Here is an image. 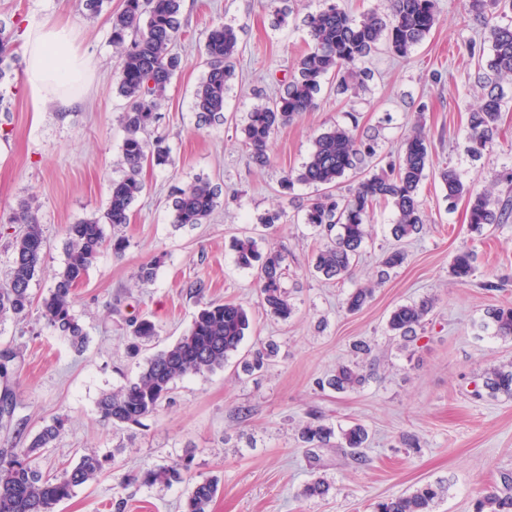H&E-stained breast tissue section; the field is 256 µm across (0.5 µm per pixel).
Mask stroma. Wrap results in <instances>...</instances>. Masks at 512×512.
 Segmentation results:
<instances>
[{"label": "stroma", "instance_id": "stroma-1", "mask_svg": "<svg viewBox=\"0 0 512 512\" xmlns=\"http://www.w3.org/2000/svg\"><path fill=\"white\" fill-rule=\"evenodd\" d=\"M464 3L437 0V24L408 57L379 45L364 62L372 78L359 97L337 96L333 79H326L316 108L279 130L271 163L260 170L249 161L241 129L259 96L274 97L307 50L305 18L321 0H183L175 50L185 66L168 87L154 129L174 163L143 168L145 190L120 229L128 248L119 257L104 248L74 290L84 347L73 348L36 308L0 323V350H13L20 365L8 383L14 414L0 425V451L28 447L58 419L61 434L38 459L43 471L60 473L89 452L106 460L97 482L76 488L54 512H181L194 482L212 477L219 488L210 512H373L376 502L430 481L445 487L432 512H473L483 491L512 493V398L475 394L485 369L512 360V340L485 326L488 308L512 304V282L484 287L495 275L512 274V220L481 235L471 232L464 205L449 206L437 178L450 167L477 190L512 197V78L500 82L504 106L495 141L478 157L466 150L469 116L483 99L478 66L466 47L473 41L491 53L488 27L511 20L512 10L490 4L478 15ZM123 7L124 0H110L90 18L81 0H0V16L12 26L48 19L66 24L90 59L64 108L50 101L34 109L23 58L12 61V79L0 84V276L11 260L10 218L30 205L46 240L42 272L30 285L38 300L64 265L67 225L100 214L112 178L122 174L124 100L113 80L111 16ZM281 9L288 12L282 24ZM222 24L238 32L235 75L223 124L200 129L193 93L205 70L207 35ZM418 119L432 162L420 187L427 224L405 243V262L379 279V262L392 244V210L381 204L370 216V235L351 277L336 282L315 275L308 262L318 241L303 222L315 190L298 183L290 196L279 197L281 178L297 173L313 137L337 124L353 127L359 138L375 136L377 166L385 168L405 128ZM199 177L218 187L219 204L206 223L176 228L172 193ZM276 207L285 211L282 224L262 229L259 217ZM248 232L257 234L260 250L287 257L285 285L294 305L288 320L266 314L255 271L235 262L232 240ZM462 249L475 255L466 283L451 273ZM153 261V281L137 282L139 268ZM198 285L205 290L200 298L192 292ZM361 286L372 287L373 295L362 310L348 313L344 299ZM426 295L435 308L414 345L400 348L387 319L397 305ZM204 299L249 311L251 326L238 353L223 368L177 381L171 400L142 424L104 422L102 395L135 380L149 356L186 333ZM136 317L153 320L157 334L132 355L127 338ZM270 339L278 345L273 365L243 372L242 357ZM358 340L373 348L366 383L344 393L320 390L319 379L353 360ZM315 411L336 429L356 422L367 428V465L356 466L336 446L314 449L300 441V426ZM406 434L417 439L416 447L403 444ZM177 457L192 462L182 481L124 485L127 471ZM316 476L331 482L333 493L302 498L303 485Z\"/></svg>", "mask_w": 512, "mask_h": 512}]
</instances>
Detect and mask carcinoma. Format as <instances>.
I'll list each match as a JSON object with an SVG mask.
<instances>
[{
    "label": "carcinoma",
    "instance_id": "carcinoma-1",
    "mask_svg": "<svg viewBox=\"0 0 512 512\" xmlns=\"http://www.w3.org/2000/svg\"><path fill=\"white\" fill-rule=\"evenodd\" d=\"M181 8L182 0H125L124 8L111 15L112 47L118 54L117 91L127 100L121 115L124 136L120 164L124 174L110 183L107 205L100 215L67 226L64 266L55 274L54 286L41 301V316L46 323L77 349L83 347L85 334L72 313L73 291L86 279L104 247H110L116 256L127 248L123 236L114 234L106 239L104 225L115 228L129 223L131 207L145 189L140 178L144 165L173 164L170 146L163 137L151 136V128L161 118L172 77L183 66L182 58L173 52L181 29ZM436 22V0H389L388 12L370 10L358 18L342 9L336 0H324L322 9L307 16L311 44L287 88L274 99L255 105L247 114L242 133L251 162L258 167L269 165L274 135L315 107L316 95L328 75L336 76V93L355 97L368 78L361 64L381 42H387L395 55L405 57ZM488 34L492 57L483 79L489 91L471 114L469 124L468 139L474 153L489 147L497 133L502 109L497 80L512 77V22L493 23ZM15 38V31L6 28L1 20L0 64L11 55ZM238 45L237 31L230 25L217 26L207 36L206 70L193 94V110L200 128L224 123L225 93L234 75ZM375 156L372 137L358 139L350 128L338 124L316 135L301 169L281 180L285 194L296 182L318 189L306 206L305 223L325 240L313 254L311 264L328 280H340L349 274L368 237L367 221L374 205L382 202L393 209L390 231L396 241L410 239L423 230L419 191L430 164L423 124L417 122L405 131L397 157L388 162V171H365L367 161ZM349 172L358 175V180L347 193L340 194L342 179ZM440 180L449 204L465 202L472 231L480 233L485 226L504 224L512 217L511 199L496 200L485 191L475 190L455 170L443 169ZM217 199L218 189L202 178L176 189L172 223L179 227L205 223L217 207ZM12 223L20 225V229L12 239L13 258L5 282L0 284V322L22 316L32 306L30 284L41 270L45 248L43 229L30 207H22ZM234 250L238 267H258L259 296L266 313L287 320L293 307L284 287L285 255L279 251L261 255L252 236L236 239ZM473 262L471 251L458 252L452 262L454 277L468 281L474 272ZM371 296L369 288L354 289L345 298L346 310L360 311ZM434 302L433 297L427 296L397 306L387 321L388 332L405 343L414 341ZM486 316L496 336L512 339V306L491 307ZM131 327V348L135 351L155 336V325L147 319L135 320ZM249 327V314L243 306L204 303L189 330L174 344L147 358L135 381L99 400L101 418L113 424L141 423L169 398L178 380L224 367L229 357L239 351ZM275 350L272 342L256 349L244 361V370H262ZM365 382L361 366L348 363L339 365L318 385L344 392ZM483 387L493 397L512 398V361L488 368ZM61 428L58 421L43 428L30 447L0 454V512H53L55 505L72 497L75 488L97 480L104 461L95 453L81 455L73 467L59 475L45 474L34 465V457L60 435ZM300 435L304 443L321 447L330 442L334 429L313 413L301 426ZM367 440V430L356 424L341 431L340 447L350 449L354 462L365 466L367 458L360 449ZM190 466V460L181 459L147 468L127 480L145 486L169 485L189 472ZM218 484L216 478L195 483L184 501L183 512H209ZM330 489V484L318 477L304 485L301 495L305 499L322 498ZM442 493L441 483H426L411 493L378 502L374 512H431V505ZM474 512H512V494L486 493L476 499Z\"/></svg>",
    "mask_w": 512,
    "mask_h": 512
}]
</instances>
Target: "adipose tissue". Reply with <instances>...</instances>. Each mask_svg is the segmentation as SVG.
Segmentation results:
<instances>
[{"label": "adipose tissue", "mask_w": 512, "mask_h": 512, "mask_svg": "<svg viewBox=\"0 0 512 512\" xmlns=\"http://www.w3.org/2000/svg\"><path fill=\"white\" fill-rule=\"evenodd\" d=\"M19 49L25 61L26 90L34 105H42L52 95L60 104H68L62 90L82 75L86 65L71 31L50 20L26 25L19 36Z\"/></svg>", "instance_id": "1"}]
</instances>
